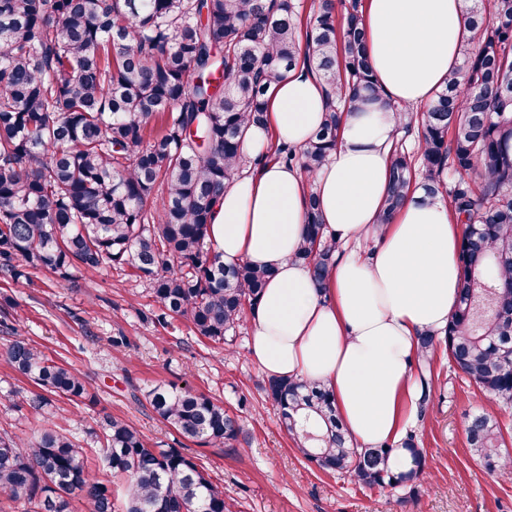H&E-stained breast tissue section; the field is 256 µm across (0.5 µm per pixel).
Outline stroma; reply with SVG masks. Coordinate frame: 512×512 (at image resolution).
<instances>
[{
  "label": "stroma",
  "instance_id": "obj_1",
  "mask_svg": "<svg viewBox=\"0 0 512 512\" xmlns=\"http://www.w3.org/2000/svg\"><path fill=\"white\" fill-rule=\"evenodd\" d=\"M147 283L122 270L68 280L34 270L25 285L0 273V433L30 440L44 419L28 404L38 391L7 362L13 337L35 341L47 356L81 374L95 403L54 399L55 424L82 446L97 448L105 416L127 420L155 448L178 442L157 419L145 394L157 384L191 387L238 416L248 444L182 443L224 491L230 512H512V478L490 473L466 443L468 413L485 410L512 436V409L461 382L444 353L434 359L435 385L414 430L426 453L427 479L413 500L397 488H369L320 469L296 450L263 390L265 375L248 352L250 324L232 341H203L190 322L159 324ZM125 337L126 345L112 339Z\"/></svg>",
  "mask_w": 512,
  "mask_h": 512
}]
</instances>
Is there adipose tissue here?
<instances>
[{"label": "adipose tissue", "instance_id": "adipose-tissue-1", "mask_svg": "<svg viewBox=\"0 0 512 512\" xmlns=\"http://www.w3.org/2000/svg\"><path fill=\"white\" fill-rule=\"evenodd\" d=\"M467 3L367 0L366 49L381 99L344 112L336 148L314 176L270 160L272 144L304 147L324 118L329 88L298 61L266 95L263 124L245 133L241 152L256 165L225 188L208 228L225 264L271 271L249 315L248 348L262 372L325 385L354 446H391L401 470L410 455L400 442L416 420L418 337L443 334L455 309L461 231L448 207L421 190L379 223L393 109L427 106L445 86L467 36ZM312 192L339 246L321 288L295 258ZM370 238L377 249L361 252Z\"/></svg>", "mask_w": 512, "mask_h": 512}]
</instances>
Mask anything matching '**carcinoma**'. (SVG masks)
<instances>
[{"instance_id": "carcinoma-1", "label": "carcinoma", "mask_w": 512, "mask_h": 512, "mask_svg": "<svg viewBox=\"0 0 512 512\" xmlns=\"http://www.w3.org/2000/svg\"><path fill=\"white\" fill-rule=\"evenodd\" d=\"M364 0H0V271L17 284L27 270L66 280L112 266L149 282L160 314L188 320L213 342L235 333L271 272L224 265L207 244L224 188L247 166L241 139L261 125L265 95L299 56L332 90L326 117L303 149L276 146L277 160L309 176L336 146L339 112L380 91L366 56ZM491 12L494 23L485 22ZM469 41L448 85L423 112L394 107L398 131L417 134L416 155L394 144L389 222L422 172L427 195L448 200L465 226L457 306L444 338L419 336L418 408L433 390L438 347L453 371L512 407V0L468 9ZM161 121L160 131L147 135ZM476 174L447 188L445 170ZM337 243L324 233L314 187L296 259L325 280ZM6 358L50 396L93 401L86 382L17 336ZM268 400L298 447L321 469L366 487L417 493L426 455L414 432L400 447L412 466L395 470L387 446L359 449L346 438L327 389L271 378ZM147 399L184 440L230 446L237 416L188 387L156 385ZM112 479L88 466L89 449L51 423L24 443L0 436V493L34 512H228L224 491L182 449L151 448L124 420L104 418L96 435ZM466 442L485 468H512L499 421L471 415Z\"/></svg>"}]
</instances>
